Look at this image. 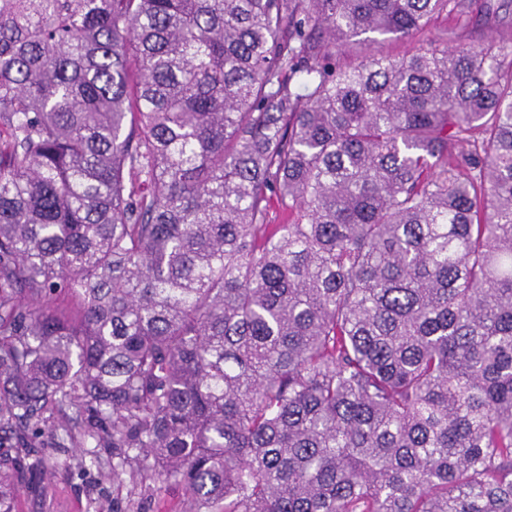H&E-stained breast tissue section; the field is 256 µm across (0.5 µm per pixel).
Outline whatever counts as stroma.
<instances>
[{"instance_id": "35a3bbf8", "label": "stroma", "mask_w": 512, "mask_h": 512, "mask_svg": "<svg viewBox=\"0 0 512 512\" xmlns=\"http://www.w3.org/2000/svg\"><path fill=\"white\" fill-rule=\"evenodd\" d=\"M512 39V6L504 0H473L469 16L460 24L436 19L416 38L379 44L380 52L405 54L420 44L439 47L459 43L491 44ZM47 466L33 483L22 484L14 512H186L184 493L175 487L148 491L129 480L112 477L111 453L98 449V464L79 465L83 448H50L40 451Z\"/></svg>"}]
</instances>
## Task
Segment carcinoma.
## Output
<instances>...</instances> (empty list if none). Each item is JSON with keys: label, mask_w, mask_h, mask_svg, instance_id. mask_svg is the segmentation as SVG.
<instances>
[{"label": "carcinoma", "mask_w": 512, "mask_h": 512, "mask_svg": "<svg viewBox=\"0 0 512 512\" xmlns=\"http://www.w3.org/2000/svg\"><path fill=\"white\" fill-rule=\"evenodd\" d=\"M470 7L0 0V466L512 512V42L336 63Z\"/></svg>", "instance_id": "obj_1"}]
</instances>
